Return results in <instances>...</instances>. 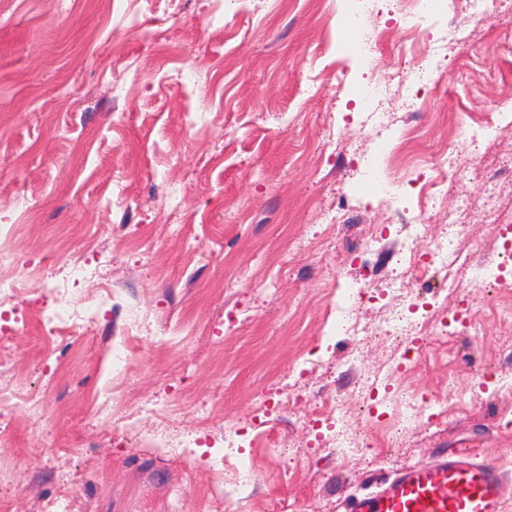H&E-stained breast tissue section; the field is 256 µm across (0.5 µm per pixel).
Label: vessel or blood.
<instances>
[{
    "instance_id": "vessel-or-blood-1",
    "label": "vessel or blood",
    "mask_w": 512,
    "mask_h": 512,
    "mask_svg": "<svg viewBox=\"0 0 512 512\" xmlns=\"http://www.w3.org/2000/svg\"><path fill=\"white\" fill-rule=\"evenodd\" d=\"M512 481L463 448L411 465L354 495L349 512H502Z\"/></svg>"
}]
</instances>
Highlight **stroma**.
<instances>
[{
  "label": "stroma",
  "instance_id": "obj_1",
  "mask_svg": "<svg viewBox=\"0 0 512 512\" xmlns=\"http://www.w3.org/2000/svg\"><path fill=\"white\" fill-rule=\"evenodd\" d=\"M389 0L355 15L345 0L324 25L314 0H0V218L14 225L6 280L42 266L44 280L0 305L12 374L28 378L38 407L18 408L0 440V512H55L73 496L76 512H224L208 480L223 438L250 425L263 397L326 331L333 278L352 279L345 259L374 226L392 218L344 213L310 220L338 190L369 195L353 160L386 135L374 124L329 137V115L361 111L374 28L396 25ZM512 13L461 27L449 45L456 70L424 109L397 87L420 59L405 53L382 73L391 86L389 123L412 121L428 154L459 143L468 112L512 113V54L498 37ZM474 162L461 215L468 262L433 269L429 289L457 293L482 310L473 261L512 223V185L500 184L497 223H485L488 183L512 167V133L491 131ZM112 289L89 333L66 346L39 343L45 293L59 282ZM166 323L164 336L126 347L125 314ZM324 376L299 381L292 405L268 427L280 447L251 449L237 489L248 512H346L376 479L464 448L512 479V435L495 411L512 397L471 399V366L492 361L512 377V324L484 315L479 335L454 343L453 395L465 406L440 425H413L387 460L315 448L306 422L324 395L341 391L359 409L363 385L390 373L397 344L369 338L359 374L336 362L346 337L331 336ZM109 397L96 415L88 403ZM193 444L186 460L150 437Z\"/></svg>",
  "mask_w": 512,
  "mask_h": 512
}]
</instances>
